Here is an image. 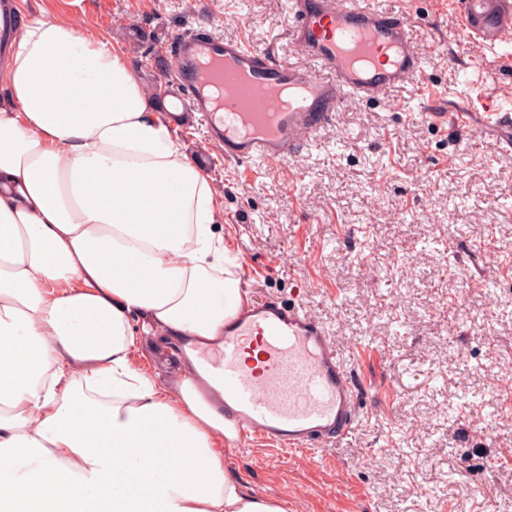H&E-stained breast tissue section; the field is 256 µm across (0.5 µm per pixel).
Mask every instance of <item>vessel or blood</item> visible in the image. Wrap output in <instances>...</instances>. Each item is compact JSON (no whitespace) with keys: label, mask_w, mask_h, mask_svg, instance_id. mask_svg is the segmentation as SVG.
<instances>
[{"label":"vessel or blood","mask_w":512,"mask_h":512,"mask_svg":"<svg viewBox=\"0 0 512 512\" xmlns=\"http://www.w3.org/2000/svg\"><path fill=\"white\" fill-rule=\"evenodd\" d=\"M462 32L479 41L482 69L503 62L512 33V0H458ZM288 40L305 64L276 60L245 39L184 32L175 39L172 93L192 111L225 161L249 168L284 160L331 125L347 98L379 102L396 87L424 85L415 34L400 11L372 0H287ZM421 108L431 124H476L512 145V113ZM212 381L224 388V415L239 436L280 450H319L361 423L353 373L328 330L299 305L251 302L224 322L218 356L200 351Z\"/></svg>","instance_id":"b4317fda"}]
</instances>
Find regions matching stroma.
Wrapping results in <instances>:
<instances>
[{
	"instance_id": "obj_1",
	"label": "stroma",
	"mask_w": 512,
	"mask_h": 512,
	"mask_svg": "<svg viewBox=\"0 0 512 512\" xmlns=\"http://www.w3.org/2000/svg\"><path fill=\"white\" fill-rule=\"evenodd\" d=\"M404 9L431 84L456 104L480 53L458 54L453 0ZM286 0H24L26 20L68 18L109 38L146 86L169 87L184 29L246 38L297 61ZM158 34L154 50L133 29ZM421 93L347 101L299 154L254 174L212 150L200 120L176 136L218 191L225 242L254 268L245 296L299 304L329 331L369 416L326 450L239 438L224 463L286 512H512V147L478 126L423 120ZM134 362L166 384L181 361L142 335Z\"/></svg>"
}]
</instances>
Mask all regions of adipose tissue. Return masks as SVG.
<instances>
[{
    "instance_id": "1",
    "label": "adipose tissue",
    "mask_w": 512,
    "mask_h": 512,
    "mask_svg": "<svg viewBox=\"0 0 512 512\" xmlns=\"http://www.w3.org/2000/svg\"><path fill=\"white\" fill-rule=\"evenodd\" d=\"M0 83V512H286L198 382L243 300L217 191L104 37L24 24ZM176 347L136 367L134 320ZM141 335L132 352V359L146 372L151 373L159 384L164 385L182 366L179 356L170 347L159 344L155 337L145 333Z\"/></svg>"
}]
</instances>
